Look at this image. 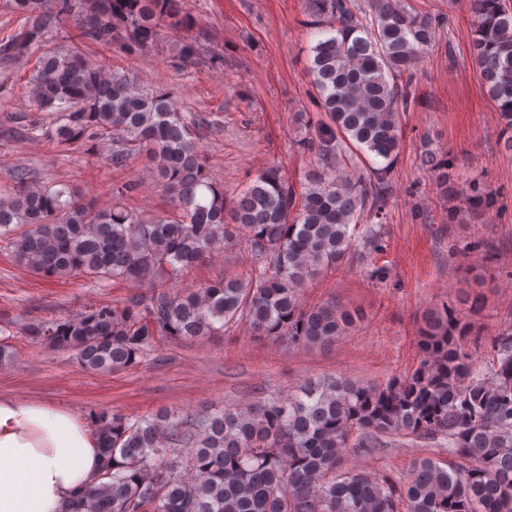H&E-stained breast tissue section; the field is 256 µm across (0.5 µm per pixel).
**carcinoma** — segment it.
Masks as SVG:
<instances>
[{
  "label": "carcinoma",
  "mask_w": 512,
  "mask_h": 512,
  "mask_svg": "<svg viewBox=\"0 0 512 512\" xmlns=\"http://www.w3.org/2000/svg\"><path fill=\"white\" fill-rule=\"evenodd\" d=\"M471 57L512 150V0H469ZM321 35L309 70L326 120L297 144L315 167L295 186L277 167L257 174L231 207L211 179L173 92L142 88L126 71L80 52L43 47L73 26L123 56L155 44L164 29L191 26L180 0H11L22 20L0 40V67L35 61L24 92L36 110L27 138L51 145L106 141L107 164L127 166L147 150L174 204L150 220L122 206L96 207L66 184L54 189L17 167L0 188V243L14 262L46 278L119 279L138 291L23 332L52 349H72L80 366L112 374L141 362L164 340L189 341L245 323L263 339L330 345L359 315L335 303L300 305L299 291L322 268L359 250L379 253L391 197L400 113L413 102V72L435 22L410 0H314ZM182 61L214 62L194 41ZM374 157L386 162L375 167ZM421 165L442 189L449 158L428 151ZM476 182L467 206L490 204ZM254 255L245 277L224 276L189 292L173 287L233 239ZM491 359L479 365L484 344ZM421 359L408 376L380 385L330 381L251 407L177 416L89 414L103 466L98 484L61 512H512V327L492 338L456 309L430 310L420 327ZM405 436L448 451L421 456L401 480L348 466Z\"/></svg>",
  "instance_id": "carcinoma-1"
}]
</instances>
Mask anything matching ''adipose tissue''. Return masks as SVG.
Wrapping results in <instances>:
<instances>
[{
	"mask_svg": "<svg viewBox=\"0 0 512 512\" xmlns=\"http://www.w3.org/2000/svg\"><path fill=\"white\" fill-rule=\"evenodd\" d=\"M101 465L96 436L70 410L0 398V512H60Z\"/></svg>",
	"mask_w": 512,
	"mask_h": 512,
	"instance_id": "adipose-tissue-1",
	"label": "adipose tissue"
}]
</instances>
